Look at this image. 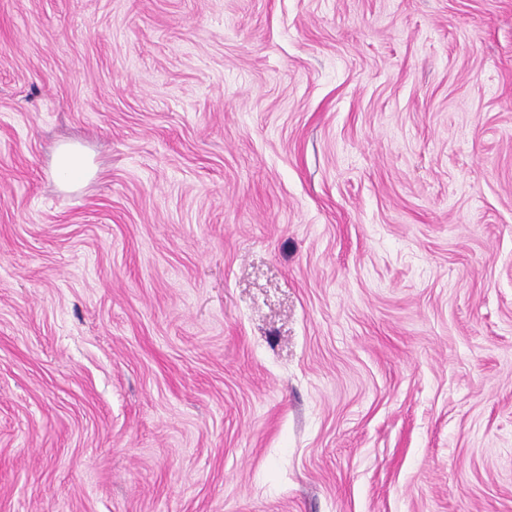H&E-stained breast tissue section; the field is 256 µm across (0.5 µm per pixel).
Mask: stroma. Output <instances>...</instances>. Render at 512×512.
<instances>
[{
  "mask_svg": "<svg viewBox=\"0 0 512 512\" xmlns=\"http://www.w3.org/2000/svg\"><path fill=\"white\" fill-rule=\"evenodd\" d=\"M0 512H512V0H0ZM53 171L66 185L80 184L94 173L88 155L75 145L59 147L53 157Z\"/></svg>",
  "mask_w": 512,
  "mask_h": 512,
  "instance_id": "35a3bbf8",
  "label": "stroma"
}]
</instances>
